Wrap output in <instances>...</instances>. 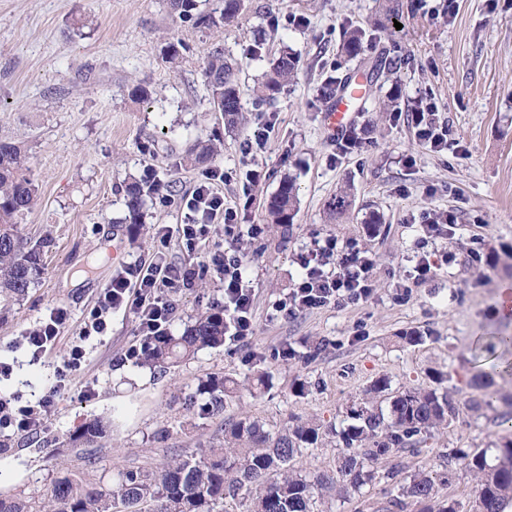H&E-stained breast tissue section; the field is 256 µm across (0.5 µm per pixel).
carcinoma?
Here are the masks:
<instances>
[{
  "label": "carcinoma",
  "mask_w": 512,
  "mask_h": 512,
  "mask_svg": "<svg viewBox=\"0 0 512 512\" xmlns=\"http://www.w3.org/2000/svg\"><path fill=\"white\" fill-rule=\"evenodd\" d=\"M215 7L197 10L196 0H171L178 17L196 28H219L238 21L246 0H214ZM367 32L351 27L344 32L343 49L351 56L363 51ZM238 64L224 57L217 47L204 68V86L211 105H219L228 127H235L243 112L236 80ZM299 60L282 53L265 74L262 96L270 99L294 81ZM218 155L213 143L199 142L185 156L192 164L211 162ZM152 190L132 182L126 188L124 204L128 224L139 223L141 208ZM37 201V187L20 149L0 141V303L24 296L44 270V243L31 244L18 231V219L30 212ZM296 207V187L282 182L268 205L274 224H288ZM224 307L214 306L197 314L185 332L175 336H153L145 342L139 363L165 366L192 359L207 347L224 344ZM496 366L475 377L483 390L472 408L491 404L492 374ZM439 374L433 385L407 386L390 392L386 376L376 379L366 396L346 409L350 424L342 430L316 419L299 420L277 432H270L248 416L224 420L223 441L197 448L190 453L173 454L156 470L137 466L118 471L116 480L105 483L94 474V466L105 448L108 425L92 419L69 436L77 448L81 466L62 468L39 493L23 490L0 492V512H230L227 506L241 504L247 512H315L323 493L334 491L342 498L376 478L380 458L394 449L417 452L421 437L446 428L459 415L456 401L442 387ZM271 375L258 369L247 378V387L256 394L267 389ZM242 384L228 376H209L200 381L189 397L192 404L205 399L202 410L213 415L224 410ZM334 435L346 452L338 458L336 473L310 474L295 468L293 461L305 448L317 446L325 436ZM468 471L479 491L476 512H501L512 498V437H505L494 448L466 450L452 448L439 455V463L409 474L393 468L386 478L399 485L398 494L386 499L378 512H401L405 500L422 505V512H459L461 503L442 498L453 467Z\"/></svg>",
  "instance_id": "cac0c4a2"
}]
</instances>
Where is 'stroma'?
<instances>
[{
	"label": "stroma",
	"mask_w": 512,
	"mask_h": 512,
	"mask_svg": "<svg viewBox=\"0 0 512 512\" xmlns=\"http://www.w3.org/2000/svg\"><path fill=\"white\" fill-rule=\"evenodd\" d=\"M398 2L393 18L383 0H248L237 26L209 32L182 22L168 0H0V140L20 148L38 188V203L18 229L47 244L40 279L0 315V360L13 368L0 379V396L34 406L54 395L44 428L0 431V491L43 486L60 464L75 465L65 442L94 417L109 425L99 467L110 475L192 451L241 415L272 432L308 418L344 427L346 406L381 375L397 390L430 385L431 374L443 373L460 414L420 452L386 456L379 478L359 493L325 494L321 512H371L384 499L382 473L391 465L411 472L446 449L490 448L504 437L499 420L512 407V370L495 375L492 407L475 412L469 401L478 341L512 336V321L495 314L501 283L512 282V0ZM348 26L371 32L362 57L341 51ZM178 42L183 50L168 60L169 45ZM218 44L239 65L244 112L233 129L211 111L204 87L203 67ZM284 51L298 57V75L259 102L262 77ZM377 57L383 73L363 85L346 114L361 145L341 151L325 112L338 80ZM136 85L147 89V100L131 97ZM393 92L399 111H380ZM418 98L431 100L447 122V150L422 146L408 123ZM260 112L270 123L257 152L267 178L251 188L241 150ZM208 139L220 149L211 166L224 174L216 188L237 206V227L225 237L223 220L215 219L191 249L166 230L183 222L177 202L203 178V167L181 159ZM148 169L173 184L172 203L148 199L133 226L124 221L123 187ZM286 179L298 188L293 220L266 223L265 207ZM345 192L351 204L340 214L335 201ZM430 210L453 212L458 224L430 239L438 268L417 284L412 257ZM255 224L265 228L257 238ZM328 237L372 257L371 298L293 317L280 312L303 274L301 253ZM227 250L241 256L255 291L249 339L150 369L125 357L141 337L133 314L120 308L106 333L85 341L80 371L58 382L113 275L158 253L176 266H200ZM168 294V330L179 335L198 313L223 304L224 281L211 271ZM59 306L72 322L33 358L22 338ZM411 330L424 342L403 344L400 334ZM258 365L273 375L265 393L241 392L220 415L185 410L206 376L241 379Z\"/></svg>",
	"instance_id": "35a3bbf8"
}]
</instances>
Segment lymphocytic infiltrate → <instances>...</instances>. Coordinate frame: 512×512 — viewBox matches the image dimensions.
I'll return each mask as SVG.
<instances>
[{"label":"lymphocytic infiltrate","instance_id":"obj_1","mask_svg":"<svg viewBox=\"0 0 512 512\" xmlns=\"http://www.w3.org/2000/svg\"><path fill=\"white\" fill-rule=\"evenodd\" d=\"M419 140L433 150L443 149L448 142V131L436 121V107L424 99L417 100L407 114ZM188 225L183 230L187 239H195V225L211 223L223 217L225 234H232L237 213L212 188L210 181L201 182L191 197L184 201ZM312 264L302 279L288 292L281 308L288 315L328 304H356L368 301L372 295L370 272L374 266L367 253L348 248L340 249L336 239H326L310 252ZM224 280V319L233 327L238 339H246L252 332L254 290L245 278L244 263L232 254L220 261ZM195 275L194 268H175L157 260L148 264L134 263L113 278L101 293L100 305L81 327L80 341L72 345L66 363L68 370L80 369L85 357L83 340L103 334L108 328V316L113 309L126 308L134 314L141 335L160 336L165 332L173 310L165 296L168 288L187 285Z\"/></svg>","mask_w":512,"mask_h":512}]
</instances>
